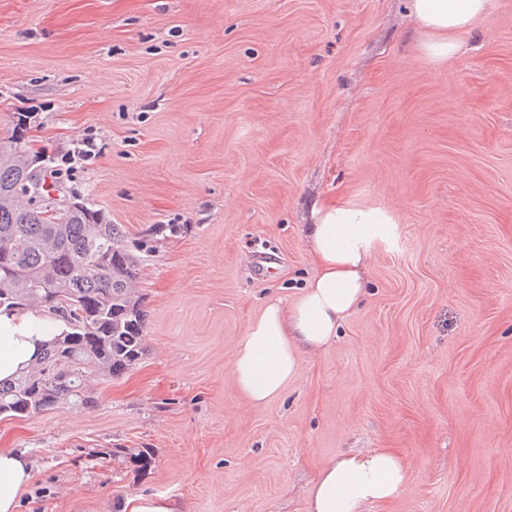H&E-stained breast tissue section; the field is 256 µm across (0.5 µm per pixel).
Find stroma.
<instances>
[{
    "label": "stroma",
    "instance_id": "stroma-1",
    "mask_svg": "<svg viewBox=\"0 0 512 512\" xmlns=\"http://www.w3.org/2000/svg\"><path fill=\"white\" fill-rule=\"evenodd\" d=\"M427 38L408 0H0V142L94 138L48 187L131 247L172 227L140 256L142 358L94 408L0 419L33 472L16 512H307L327 463L377 448L408 480L366 512H512V0L451 59ZM325 202L388 217L364 304L254 405L236 346L313 276ZM124 512H182L174 501L162 497L137 496L129 499Z\"/></svg>",
    "mask_w": 512,
    "mask_h": 512
}]
</instances>
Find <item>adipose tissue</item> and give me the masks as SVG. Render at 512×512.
<instances>
[{"instance_id":"obj_1","label":"adipose tissue","mask_w":512,"mask_h":512,"mask_svg":"<svg viewBox=\"0 0 512 512\" xmlns=\"http://www.w3.org/2000/svg\"><path fill=\"white\" fill-rule=\"evenodd\" d=\"M491 0H411L416 22L429 30L426 56L442 60L460 50L458 36L486 15ZM380 211L329 203L315 211L307 240L315 273L291 299L268 298L236 346L232 373L255 405L275 398L293 379L303 356L325 348L341 323L354 314L364 293L368 261L365 227L387 223ZM55 325L32 313L0 314V380L24 370L53 337ZM32 478L21 454L0 453V512H16L18 496ZM407 479L401 457L378 448L324 467L310 490L309 512H363L367 504L393 499Z\"/></svg>"}]
</instances>
